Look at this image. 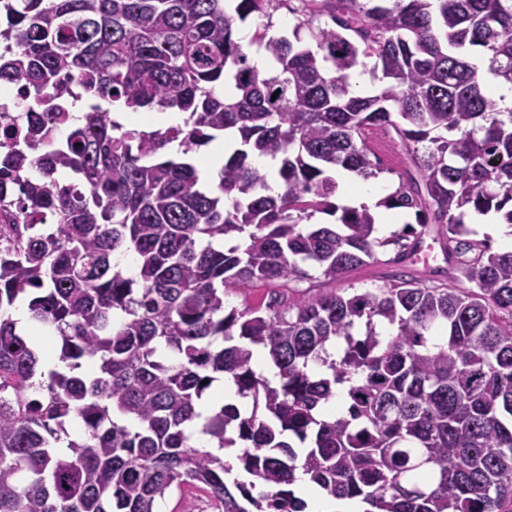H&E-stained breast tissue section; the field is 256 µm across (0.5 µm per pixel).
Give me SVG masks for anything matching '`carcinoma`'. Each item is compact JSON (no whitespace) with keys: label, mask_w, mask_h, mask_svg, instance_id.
I'll use <instances>...</instances> for the list:
<instances>
[{"label":"carcinoma","mask_w":512,"mask_h":512,"mask_svg":"<svg viewBox=\"0 0 512 512\" xmlns=\"http://www.w3.org/2000/svg\"><path fill=\"white\" fill-rule=\"evenodd\" d=\"M270 2L0 0V88L24 121L0 119V512H162L189 486L221 512H308L299 470L365 512H512V250L465 238L468 211L512 224V110L470 55L512 83V0H302L292 37L257 34L263 73L234 32ZM359 69L381 87L354 89ZM117 104L186 117L128 128ZM373 129L418 171L379 203L421 227L392 240L397 260L433 232L471 287L401 278L226 309L231 291L377 260L375 214L333 202L337 169L379 170ZM226 131L240 147L207 191L191 154ZM254 155L278 160L279 193ZM19 300L57 367L37 372ZM226 375L251 411L226 403L201 433L241 448L235 493L187 432ZM340 389L346 411L319 415Z\"/></svg>","instance_id":"cac0c4a2"}]
</instances>
